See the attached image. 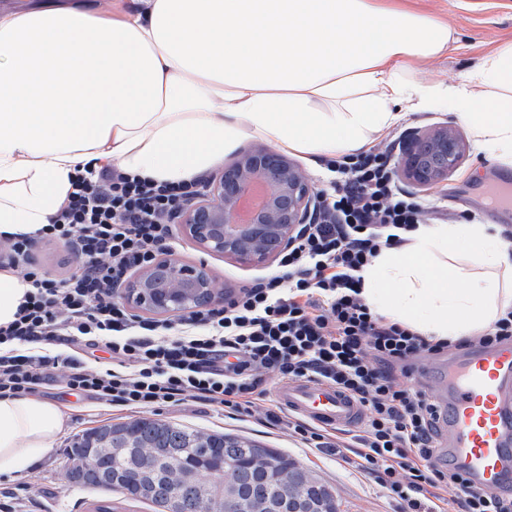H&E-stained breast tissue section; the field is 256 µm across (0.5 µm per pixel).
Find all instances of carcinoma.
Instances as JSON below:
<instances>
[{
    "mask_svg": "<svg viewBox=\"0 0 512 512\" xmlns=\"http://www.w3.org/2000/svg\"><path fill=\"white\" fill-rule=\"evenodd\" d=\"M68 481L118 490L154 512H337L333 490L292 457L252 440L150 417L98 426L67 458Z\"/></svg>",
    "mask_w": 512,
    "mask_h": 512,
    "instance_id": "carcinoma-1",
    "label": "carcinoma"
}]
</instances>
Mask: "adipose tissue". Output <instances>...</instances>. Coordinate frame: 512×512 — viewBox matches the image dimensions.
Listing matches in <instances>:
<instances>
[{"instance_id": "obj_1", "label": "adipose tissue", "mask_w": 512, "mask_h": 512, "mask_svg": "<svg viewBox=\"0 0 512 512\" xmlns=\"http://www.w3.org/2000/svg\"><path fill=\"white\" fill-rule=\"evenodd\" d=\"M82 0L0 12V236L35 234L78 170L190 180L249 138L327 159L360 153L409 112L443 108L512 165V40L456 83L406 78L454 44L447 24L378 0ZM378 315L470 336L512 307V247L493 224H424L363 272ZM66 418L0 398V477L53 448Z\"/></svg>"}]
</instances>
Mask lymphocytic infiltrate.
I'll return each mask as SVG.
<instances>
[{
    "mask_svg": "<svg viewBox=\"0 0 512 512\" xmlns=\"http://www.w3.org/2000/svg\"><path fill=\"white\" fill-rule=\"evenodd\" d=\"M336 179L278 264L283 272L241 289L221 305L158 321L131 312L121 290L132 275L176 246L171 222L195 183L132 176L114 166L76 175L66 202L36 235L0 238V262L31 289L15 319L0 326V397L63 381L102 406L148 410L196 401L237 412L262 411L306 448L353 450L408 512H444L428 488L452 487L456 512H512L465 472L437 466V407L407 378L409 363L449 348L375 315L362 270L406 233L443 219L439 206L401 190L387 153L372 149L330 161ZM62 245L73 272L53 274L34 257L37 243ZM81 345L108 360L71 354ZM318 380L364 409L352 439L302 419L259 409L269 377Z\"/></svg>",
    "mask_w": 512,
    "mask_h": 512,
    "instance_id": "f902f5d3",
    "label": "lymphocytic infiltrate"
}]
</instances>
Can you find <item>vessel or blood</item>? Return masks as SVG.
Instances as JSON below:
<instances>
[{
    "mask_svg": "<svg viewBox=\"0 0 512 512\" xmlns=\"http://www.w3.org/2000/svg\"><path fill=\"white\" fill-rule=\"evenodd\" d=\"M442 405L438 459L481 487H512V341L476 349L434 371ZM288 410L328 426H352L361 407L336 387L293 381L276 389Z\"/></svg>",
    "mask_w": 512,
    "mask_h": 512,
    "instance_id": "1",
    "label": "vessel or blood"
}]
</instances>
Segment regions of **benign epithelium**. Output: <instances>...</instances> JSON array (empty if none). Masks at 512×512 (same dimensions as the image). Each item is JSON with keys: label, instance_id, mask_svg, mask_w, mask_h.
<instances>
[{"label": "benign epithelium", "instance_id": "benign-epithelium-1", "mask_svg": "<svg viewBox=\"0 0 512 512\" xmlns=\"http://www.w3.org/2000/svg\"><path fill=\"white\" fill-rule=\"evenodd\" d=\"M401 152V176L415 185L429 186L458 168L466 144L457 130L443 123L410 132ZM253 184L266 188L267 200L244 224L238 214V201ZM320 205L319 192L297 164L284 154L255 144L209 177L203 190L180 207L175 220L185 236L208 251L249 264H269L295 243L304 225L314 222ZM159 275L182 288H199L205 298L198 303L179 295L159 298L154 295V280ZM122 297L133 308L166 316L226 299L205 264H186L174 253L164 254L137 271L123 287Z\"/></svg>", "mask_w": 512, "mask_h": 512}]
</instances>
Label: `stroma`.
<instances>
[{
  "instance_id": "35a3bbf8",
  "label": "stroma",
  "mask_w": 512,
  "mask_h": 512,
  "mask_svg": "<svg viewBox=\"0 0 512 512\" xmlns=\"http://www.w3.org/2000/svg\"><path fill=\"white\" fill-rule=\"evenodd\" d=\"M448 23L457 42L444 55L422 62L412 78L424 85L448 84L473 69L482 57L501 42L512 39V0H393ZM446 110L412 112L384 136L376 146L389 147L394 163H401L400 141L406 130L426 128L448 122ZM467 150L460 166L447 180L416 189L415 194L443 206L448 223L469 215L479 224L495 223L499 228L512 227V213L491 217L487 208L478 204L474 187L497 169L475 144L469 129L457 124ZM176 253L188 264L206 262L219 290L229 293L249 286L259 279L278 274V264L266 267L248 265L219 253L204 252L184 235H177ZM44 400L56 403L66 416V424L50 451L30 468L13 478L0 477V499L12 496L15 512H86L96 492L69 484L65 477L67 452L77 437L85 431L103 425L131 419L128 411L102 408L86 397L70 395L61 386L43 392ZM149 417L172 421L207 431H220L246 436L266 448H275L303 465L320 478L336 495L338 512H402L400 504L390 497L374 476L361 472L354 460L303 447L297 435L287 428L269 426L257 417L233 415L221 409L193 401L178 406L149 410Z\"/></svg>"
}]
</instances>
